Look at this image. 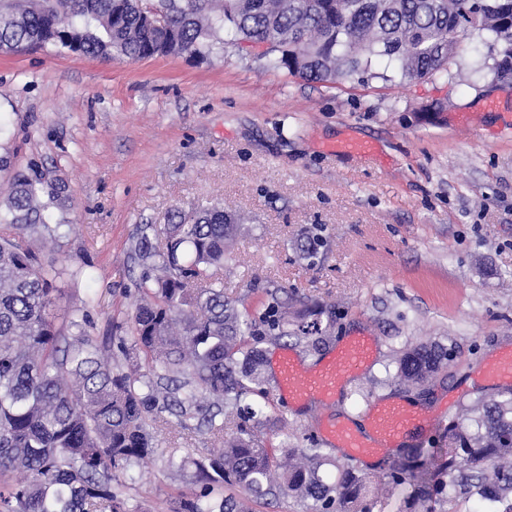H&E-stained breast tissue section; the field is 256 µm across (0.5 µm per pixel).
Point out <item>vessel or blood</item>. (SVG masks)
Masks as SVG:
<instances>
[{
  "label": "vessel or blood",
  "mask_w": 512,
  "mask_h": 512,
  "mask_svg": "<svg viewBox=\"0 0 512 512\" xmlns=\"http://www.w3.org/2000/svg\"><path fill=\"white\" fill-rule=\"evenodd\" d=\"M372 354L373 344L370 339L363 337L352 340L314 374L301 373L297 358L289 353L283 354L278 364L280 388L290 401L297 403L315 396L332 399L338 379L368 364ZM370 415L376 435V450L382 457L393 453L406 433L428 429L426 422L404 414L397 404L372 405ZM327 437L334 447L356 451L365 448L358 435L344 423L331 424L327 429Z\"/></svg>",
  "instance_id": "b4317fda"
}]
</instances>
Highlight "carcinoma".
<instances>
[{"mask_svg":"<svg viewBox=\"0 0 512 512\" xmlns=\"http://www.w3.org/2000/svg\"><path fill=\"white\" fill-rule=\"evenodd\" d=\"M466 32L493 51L494 70L512 73V0H5L0 49H41L131 61L172 44L199 59L224 45L265 44L291 76L336 84L386 61L383 78L419 81L447 70ZM0 206V512H150L131 507L121 476L160 454L181 472L185 459L162 448L178 426L224 442L192 461L189 496L176 512H247L243 498L294 497L310 512H374L367 477L324 448L264 441L270 401L265 345L291 338L317 351L335 319L306 321L296 292L266 288L252 314L224 296L219 270L241 231L224 210H176L140 231L133 259L142 267L130 334L106 357L77 307L59 327L50 315L58 272L41 256L69 225L56 211L69 200L61 178L39 164L14 170ZM327 320H322V316ZM452 357L436 342L397 360L407 388L429 382ZM448 447L404 445L384 462L386 484L433 488L439 510L476 499L485 512H512V391L479 397L441 435ZM336 469V477L328 468Z\"/></svg>","mask_w":512,"mask_h":512,"instance_id":"1","label":"carcinoma"}]
</instances>
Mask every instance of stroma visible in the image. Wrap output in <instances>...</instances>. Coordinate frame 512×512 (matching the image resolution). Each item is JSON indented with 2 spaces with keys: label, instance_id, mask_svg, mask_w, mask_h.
I'll return each mask as SVG.
<instances>
[{
  "label": "stroma",
  "instance_id": "35a3bbf8",
  "mask_svg": "<svg viewBox=\"0 0 512 512\" xmlns=\"http://www.w3.org/2000/svg\"><path fill=\"white\" fill-rule=\"evenodd\" d=\"M492 63L468 35L447 71L404 84L384 81L380 62L334 85L307 81L231 44L205 60L0 52V156L15 169L37 160L70 187L60 217L74 230L46 250L63 272L57 325L81 306L90 335L115 336L137 296L139 226L210 202L243 226L225 296L251 311L274 285L334 305L329 344L292 348L306 367L347 338L377 341L333 402L273 394L277 441L305 447L329 421L365 431L377 400L442 428L478 396L502 393L475 380L484 360L512 346V81ZM434 102L436 115L426 110ZM347 139L375 149L339 151ZM313 230L322 244L301 259ZM430 340L452 360L423 390L398 391L399 356ZM187 480L159 456L131 467L124 492L174 512Z\"/></svg>",
  "mask_w": 512,
  "mask_h": 512
}]
</instances>
